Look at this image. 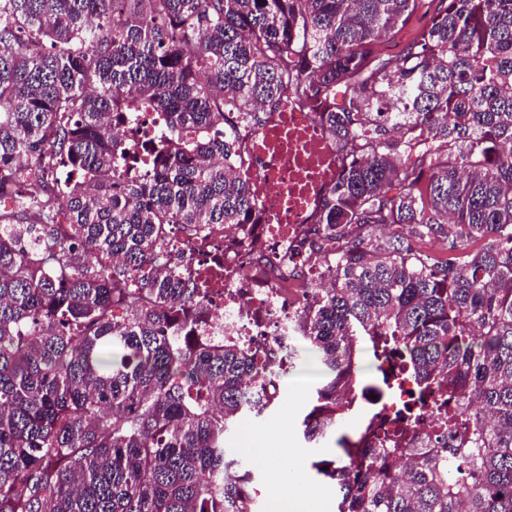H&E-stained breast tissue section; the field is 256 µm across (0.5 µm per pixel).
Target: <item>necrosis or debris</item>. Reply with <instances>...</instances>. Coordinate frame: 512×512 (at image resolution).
<instances>
[{"label": "necrosis or debris", "mask_w": 512, "mask_h": 512, "mask_svg": "<svg viewBox=\"0 0 512 512\" xmlns=\"http://www.w3.org/2000/svg\"><path fill=\"white\" fill-rule=\"evenodd\" d=\"M116 134L136 156L163 145L153 112L126 113ZM232 167L250 186L255 223L175 233L160 248L159 270H185L208 288L212 317L200 336L260 348L284 369L297 319L312 288L326 281V260L308 250L305 237L325 190L340 173L341 158L313 113L284 100L248 128ZM411 390V382L401 378L388 397L366 398L371 436L392 428L393 413L409 401Z\"/></svg>", "instance_id": "obj_1"}]
</instances>
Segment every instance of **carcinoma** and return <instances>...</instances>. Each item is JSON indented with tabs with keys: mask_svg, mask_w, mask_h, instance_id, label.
Returning a JSON list of instances; mask_svg holds the SVG:
<instances>
[{
	"mask_svg": "<svg viewBox=\"0 0 512 512\" xmlns=\"http://www.w3.org/2000/svg\"><path fill=\"white\" fill-rule=\"evenodd\" d=\"M288 98L342 158L288 359L325 371L311 467L336 512H512V0H0V512H256L226 442L275 406L241 390L268 365L199 340L208 289L156 264L175 228L250 223L230 157ZM125 112L168 135L132 175ZM390 360L414 398L385 446L336 435ZM423 417L454 446L410 447ZM422 24L421 14L414 16L406 27L389 35L384 43L379 46V50L384 54L390 55L398 53Z\"/></svg>",
	"mask_w": 512,
	"mask_h": 512,
	"instance_id": "cac0c4a2",
	"label": "carcinoma"
}]
</instances>
